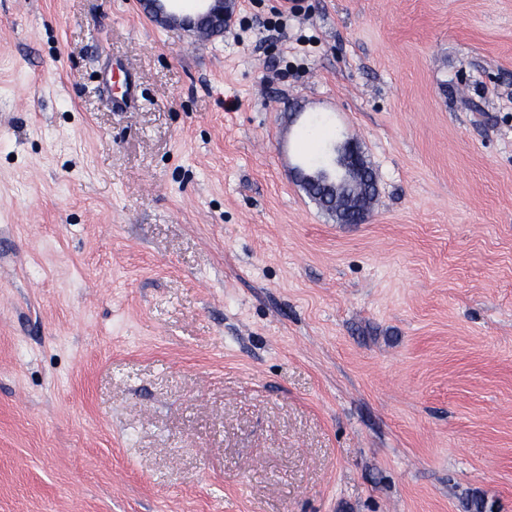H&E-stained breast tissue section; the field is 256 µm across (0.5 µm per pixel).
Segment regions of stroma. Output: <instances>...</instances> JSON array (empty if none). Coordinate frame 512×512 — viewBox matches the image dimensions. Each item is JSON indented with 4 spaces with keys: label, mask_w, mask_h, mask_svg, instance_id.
I'll use <instances>...</instances> for the list:
<instances>
[{
    "label": "stroma",
    "mask_w": 512,
    "mask_h": 512,
    "mask_svg": "<svg viewBox=\"0 0 512 512\" xmlns=\"http://www.w3.org/2000/svg\"><path fill=\"white\" fill-rule=\"evenodd\" d=\"M234 16L0 0V512H512V0ZM207 8L198 14L197 18L186 17L180 20V23L189 29L197 30L200 27H204L211 24L215 17H218L222 22L224 21V14L226 13V7H224V0H212ZM322 172L319 179L310 174H303L298 167L293 169L295 179L299 181L309 182L315 186L328 187L331 175L344 176L357 175L365 179L368 171L374 174L371 169L367 170L366 160L360 145L354 139L338 141L332 144L328 151L324 162L320 165Z\"/></svg>",
    "instance_id": "obj_1"
}]
</instances>
